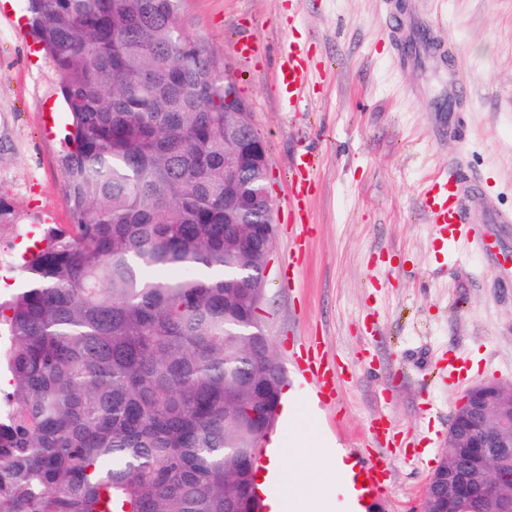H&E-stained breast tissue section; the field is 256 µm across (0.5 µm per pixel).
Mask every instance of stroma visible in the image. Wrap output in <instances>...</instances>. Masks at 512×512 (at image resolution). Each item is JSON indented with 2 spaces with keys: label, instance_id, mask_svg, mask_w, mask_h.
I'll use <instances>...</instances> for the list:
<instances>
[{
  "label": "stroma",
  "instance_id": "stroma-1",
  "mask_svg": "<svg viewBox=\"0 0 512 512\" xmlns=\"http://www.w3.org/2000/svg\"><path fill=\"white\" fill-rule=\"evenodd\" d=\"M183 13L267 144L277 235L262 320L286 385L312 392L293 358L314 339L335 374L334 397L300 425L346 451L365 447L373 419L389 420L390 481L366 512H421L465 390L512 385V223L497 221L512 211V0H184ZM242 36L258 45L245 64L233 52ZM291 42L311 76L287 111L274 78ZM447 100L451 111H438ZM67 123L24 0H0V247L12 283L46 228L72 222ZM306 151L315 185L304 225L289 175ZM451 162L472 228L453 241L419 198Z\"/></svg>",
  "mask_w": 512,
  "mask_h": 512
}]
</instances>
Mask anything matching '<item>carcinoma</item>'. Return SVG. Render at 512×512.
<instances>
[{
    "label": "carcinoma",
    "mask_w": 512,
    "mask_h": 512,
    "mask_svg": "<svg viewBox=\"0 0 512 512\" xmlns=\"http://www.w3.org/2000/svg\"><path fill=\"white\" fill-rule=\"evenodd\" d=\"M183 0H26L60 75L73 224L0 304V512H257L285 371L254 347L270 168L224 133ZM235 205L224 206V196Z\"/></svg>",
    "instance_id": "cac0c4a2"
}]
</instances>
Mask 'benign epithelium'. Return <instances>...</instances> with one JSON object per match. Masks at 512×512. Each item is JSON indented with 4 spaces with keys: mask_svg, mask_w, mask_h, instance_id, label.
Masks as SVG:
<instances>
[{
    "mask_svg": "<svg viewBox=\"0 0 512 512\" xmlns=\"http://www.w3.org/2000/svg\"><path fill=\"white\" fill-rule=\"evenodd\" d=\"M224 125L252 126L249 106L244 103L224 116ZM512 386L488 380L470 387L457 405L448 427L446 447L461 448L446 474H432L424 500L451 493L459 500L460 512H470L473 497L469 491L478 486L483 497L497 494L503 468L512 464Z\"/></svg>",
    "mask_w": 512,
    "mask_h": 512,
    "instance_id": "benign-epithelium-1",
    "label": "benign epithelium"
}]
</instances>
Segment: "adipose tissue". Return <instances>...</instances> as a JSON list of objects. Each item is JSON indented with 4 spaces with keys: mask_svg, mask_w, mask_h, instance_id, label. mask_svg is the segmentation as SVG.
Returning a JSON list of instances; mask_svg holds the SVG:
<instances>
[{
    "mask_svg": "<svg viewBox=\"0 0 512 512\" xmlns=\"http://www.w3.org/2000/svg\"><path fill=\"white\" fill-rule=\"evenodd\" d=\"M300 408V402L292 399L282 406L284 427L277 441L280 456L269 471L270 512H329L331 491L339 483L347 488L350 500L358 498L353 488V463L346 461L344 453L332 450L315 430H297ZM291 455L299 461L294 470L283 464Z\"/></svg>",
    "mask_w": 512,
    "mask_h": 512,
    "instance_id": "obj_1",
    "label": "adipose tissue"
}]
</instances>
